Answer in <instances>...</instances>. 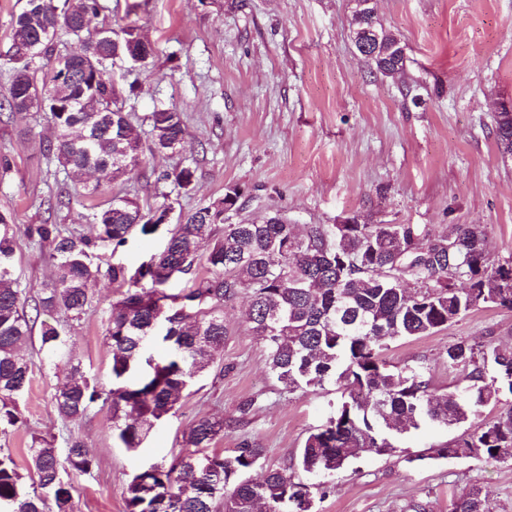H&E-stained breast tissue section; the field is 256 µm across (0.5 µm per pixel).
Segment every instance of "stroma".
<instances>
[{
  "mask_svg": "<svg viewBox=\"0 0 512 512\" xmlns=\"http://www.w3.org/2000/svg\"><path fill=\"white\" fill-rule=\"evenodd\" d=\"M97 26L133 27L155 47L147 70L127 99L142 145L154 107L181 112L182 149L147 155L145 164L108 190L87 197L66 180L46 148L54 133L46 113L0 120V211L16 224L61 225L86 234L90 205L119 193L146 207L173 206L185 214L239 189L240 212L230 223L274 213L300 228L312 224H421L450 235L461 224L487 231L493 261L512 262V157L493 134L500 105H512V0H376L378 17L405 48L402 74H372L352 41V0H99ZM188 167L192 190L171 173ZM167 227L133 234L118 252H97L96 263L136 268L160 253ZM18 286L38 298L54 274L49 248L18 235ZM93 304L65 330L87 375L111 386L105 344L121 290L102 279ZM246 296L224 306L228 333L218 367L195 379L177 413L167 415L131 451L112 436L107 404L73 422L52 403L62 376L43 361L39 340L24 355L34 364L20 405L26 424L6 440L20 465L29 464L33 438L84 440L96 465L74 476L79 512H125L127 483L141 470L182 449V435L203 416L224 420L219 446L246 442L265 454L254 480L277 469L294 480L293 465L308 433L325 425L341 397L337 386L285 390L267 370L262 345L246 330ZM488 342L512 347V310L483 304L430 336L389 342L391 366H423L433 394L462 384L449 366L450 345ZM464 427L425 425L401 434L389 455L363 454L329 480L315 512H451L453 500L480 487L494 512H512V461L483 455L421 465L417 455L461 437Z\"/></svg>",
  "mask_w": 512,
  "mask_h": 512,
  "instance_id": "stroma-1",
  "label": "stroma"
}]
</instances>
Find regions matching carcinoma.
I'll list each match as a JSON object with an SVG mask.
<instances>
[{
  "label": "carcinoma",
  "instance_id": "obj_1",
  "mask_svg": "<svg viewBox=\"0 0 512 512\" xmlns=\"http://www.w3.org/2000/svg\"><path fill=\"white\" fill-rule=\"evenodd\" d=\"M353 40L374 26L377 54L363 55L371 72L390 77L405 67L393 46L401 39L385 28L377 14L354 0ZM98 0H26L12 19L8 54L11 81L0 110L31 112L26 95H49L66 85L61 64L75 67L68 94L79 101L93 96L98 112H52L55 142L48 152L66 179L95 196L141 162L140 138L133 136L131 113L119 106L122 92L107 68L115 55L137 53L148 65L154 47L133 28L104 27L109 39L85 61L57 49L66 34L84 46L87 31L80 14L98 13ZM151 152L175 153L185 137L180 113L156 109L147 116ZM494 136L504 155L512 156V111L495 117ZM240 194L228 188L224 198L195 208L175 224L163 251L135 271L122 264L107 268L93 262L101 248L117 252L133 232H155L164 206L144 210L128 196L112 201L92 217L93 233L75 234L58 224H30L25 235L48 245L55 277L26 313L14 273L13 216L0 213V436L7 437L26 420L18 399L32 382L34 363L20 354L40 315L63 314L78 321L91 305L88 284L106 278L124 289L112 306L105 343L112 356V388L102 391L81 370L71 338L58 323L41 322L40 350L64 380L54 407L64 421L85 417L98 402L109 404L112 432L129 449L139 448L156 422L180 402L193 379L224 351V303L244 293L249 298L248 332L263 344L270 373L284 388L318 391L330 383L344 386L335 420L311 431L295 466L320 481L294 482L270 471L260 483L246 473L264 449L249 443L226 455L216 448L224 438V419L204 416L183 433L186 451L170 464H154L127 484L125 512H305L302 499L326 493L325 478L336 474L365 451L389 455L393 437L403 427L460 425L481 415L504 389L512 393V349L491 344L448 347L451 366L466 371L468 385L437 398L421 367L390 369L382 358L386 342L431 335L480 304L512 309V264L491 263L486 228H456L448 252H436L445 236L419 224H317L302 236L279 214L261 221L224 223V204L235 206ZM224 225L207 254V274H195L201 243ZM194 275L178 294L167 285L178 275ZM171 342L160 359L147 344L158 323ZM462 448L495 460H512V407L471 432L438 448L432 457ZM29 475L21 473L13 453L0 447V512H76L72 484L63 474H86L94 456L76 437L65 454L54 442L32 438ZM454 512H493L481 489L461 492Z\"/></svg>",
  "mask_w": 512,
  "mask_h": 512
}]
</instances>
